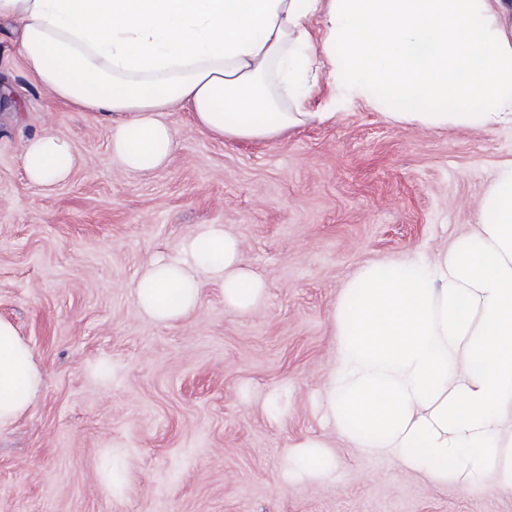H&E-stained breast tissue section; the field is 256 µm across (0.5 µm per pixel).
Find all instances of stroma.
<instances>
[{
	"label": "stroma",
	"mask_w": 512,
	"mask_h": 512,
	"mask_svg": "<svg viewBox=\"0 0 512 512\" xmlns=\"http://www.w3.org/2000/svg\"><path fill=\"white\" fill-rule=\"evenodd\" d=\"M168 120V165L122 170L110 124L36 86L0 25V317L44 372L40 397L0 430V512H512L493 485L467 495L348 447L315 407L349 277L469 230L512 163V127H420L360 100L267 140L213 138L183 110ZM45 130L77 158L50 189L20 162ZM199 224L243 239L264 299L241 315L211 282L186 319L154 323L131 283ZM283 384L277 423L265 398ZM304 437L329 443L335 480L283 483L282 456ZM116 446L129 472L119 498L100 475Z\"/></svg>",
	"instance_id": "1"
}]
</instances>
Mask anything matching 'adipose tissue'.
I'll list each match as a JSON object with an SVG mask.
<instances>
[{
	"instance_id": "ef3b65f1",
	"label": "adipose tissue",
	"mask_w": 512,
	"mask_h": 512,
	"mask_svg": "<svg viewBox=\"0 0 512 512\" xmlns=\"http://www.w3.org/2000/svg\"><path fill=\"white\" fill-rule=\"evenodd\" d=\"M24 68L58 102L111 124L125 170L166 166L174 107L219 139H269L311 120L319 77L400 123L512 125V0H0ZM69 140L30 138V181H65ZM220 283L240 314L264 284L243 241L202 224L146 262L131 293L159 324L187 318ZM336 360L320 394L335 434L365 454L466 494L512 492V164L477 220L433 261L374 262L330 313ZM32 347L0 318V429L38 399ZM319 438L288 448L283 477L329 480Z\"/></svg>"
}]
</instances>
